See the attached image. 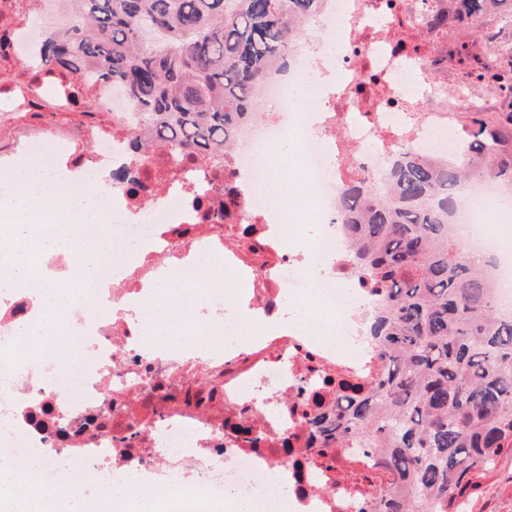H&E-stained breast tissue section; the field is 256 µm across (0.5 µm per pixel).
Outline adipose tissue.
Instances as JSON below:
<instances>
[{
    "label": "adipose tissue",
    "mask_w": 512,
    "mask_h": 512,
    "mask_svg": "<svg viewBox=\"0 0 512 512\" xmlns=\"http://www.w3.org/2000/svg\"><path fill=\"white\" fill-rule=\"evenodd\" d=\"M301 132L290 129L272 154L266 176L268 199L272 207L288 203L294 215H301L304 203L288 191L290 173L302 171L304 156L299 149ZM19 187L0 198V213L8 218L10 229L0 234V266L18 282H27L31 270L24 260L27 230L34 217H42L40 243L54 252L71 256L79 264L86 280H93L97 261L105 259L114 243L102 227L101 192L96 188L78 190L45 172L36 156L23 159L11 171ZM38 470L29 467L0 469V482L15 489L19 512H50L44 498L34 497ZM104 512H158V505L147 494L133 495L128 480L110 475L102 479L98 497Z\"/></svg>",
    "instance_id": "1"
}]
</instances>
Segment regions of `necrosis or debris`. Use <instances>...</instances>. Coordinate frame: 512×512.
<instances>
[{
    "mask_svg": "<svg viewBox=\"0 0 512 512\" xmlns=\"http://www.w3.org/2000/svg\"><path fill=\"white\" fill-rule=\"evenodd\" d=\"M322 0L301 46L259 91L269 109L237 125L234 149L175 161L156 147L131 150L143 116L123 90L85 71L96 111L106 123L85 134L37 121L13 127L12 147L0 154V196L13 190L6 172L29 150L75 186L93 185L118 167L138 192L113 186L104 200L119 250L100 261L89 287L62 255L31 246L25 256L32 284L0 274V449L18 470L39 465V487L82 480L95 496L104 472L135 478L134 493L168 505L175 490L196 504L186 512H214L225 500H273L276 512H363L372 490L348 471L377 474V461L349 448L325 465L312 444L314 395L336 406V386L362 384L381 371L370 328L381 298L360 286L338 206L348 176L377 186L390 160L403 152L463 159L469 142L458 116L476 109L512 110L494 84L469 88L460 68H438L457 45L439 32L413 40L412 21L423 0ZM0 0V26L9 60L35 57L33 25L68 22L63 0H32L17 12ZM312 104L296 109V89ZM16 112H69L67 83L31 78L6 94ZM306 130L307 158L297 187L311 199L302 217L301 251L281 243V224L265 216L259 177L264 150L294 125ZM97 144L92 157L82 137ZM512 219V198L498 182L481 179L457 194L453 231L474 227L471 196ZM210 261L233 270L241 297L183 282L172 296L186 320L158 341L153 325L129 324L132 307L157 302L161 276L180 275ZM59 283L72 297L57 336L31 341L41 317L34 287ZM329 321L338 342L302 333L295 310ZM248 316L259 325L289 319L284 336L260 334L240 347L224 324Z\"/></svg>",
    "mask_w": 512,
    "mask_h": 512,
    "instance_id": "necrosis-or-debris-1",
    "label": "necrosis or debris"
}]
</instances>
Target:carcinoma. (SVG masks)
<instances>
[{
  "instance_id": "cac0c4a2",
  "label": "carcinoma",
  "mask_w": 512,
  "mask_h": 512,
  "mask_svg": "<svg viewBox=\"0 0 512 512\" xmlns=\"http://www.w3.org/2000/svg\"><path fill=\"white\" fill-rule=\"evenodd\" d=\"M65 28L40 35V62L26 71L90 69L117 81L145 117L151 140L189 156L232 142L235 121L257 106L256 90L321 0H71ZM506 0H451L422 13L428 30L497 13ZM489 52L457 63L493 79L512 99V54L501 29L484 31ZM473 156L464 163L405 153L391 161L387 190L345 188L340 223L355 265L384 295L373 336L385 363L365 385L342 382L336 412L313 420L324 449L357 444L385 479L370 512H470L497 459L512 454V318L499 315L482 269L448 234L450 204L478 179L512 186V112L463 113Z\"/></svg>"
}]
</instances>
